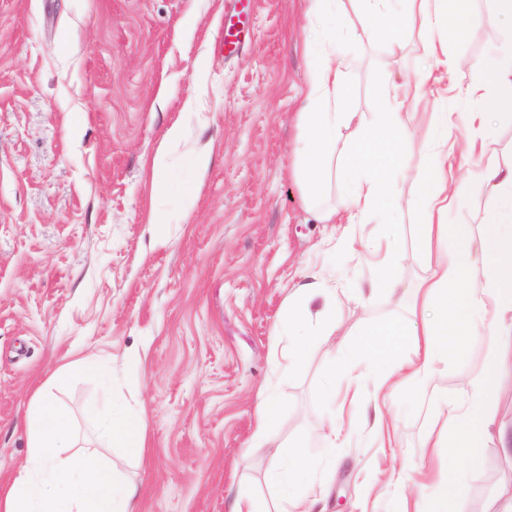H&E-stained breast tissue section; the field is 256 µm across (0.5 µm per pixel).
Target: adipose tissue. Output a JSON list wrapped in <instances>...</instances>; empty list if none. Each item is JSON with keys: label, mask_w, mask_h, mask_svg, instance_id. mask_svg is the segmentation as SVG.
I'll list each match as a JSON object with an SVG mask.
<instances>
[{"label": "adipose tissue", "mask_w": 512, "mask_h": 512, "mask_svg": "<svg viewBox=\"0 0 512 512\" xmlns=\"http://www.w3.org/2000/svg\"><path fill=\"white\" fill-rule=\"evenodd\" d=\"M357 22L361 36L383 38L397 44L400 31L412 26L431 28L438 20L457 27L470 15L458 0H410V12H398L394 0H358ZM342 0H305V13L318 21L316 40L320 53L308 74V95L298 119L303 129L293 174L301 184L307 204L319 205L328 182L340 186L341 210H323L327 224H366L378 203L388 209L402 206V193H389L396 171L399 140L394 131L400 114L420 97L431 93L441 74L427 72L400 85L379 90L382 110L378 126H368L361 112H342L338 105L348 94V54L340 48L341 27L322 26L325 16L341 17ZM468 97L480 104L470 121L478 127L512 124V40L503 41L492 55L483 77L468 87ZM360 131L353 144H342L345 129ZM454 155L439 151L429 173L411 182L413 203L424 210L419 226L429 258L428 272L418 283L414 312L419 325L400 321L377 327L343 345L336 343L334 328L314 325L305 317L306 307L317 296L335 300L336 289L322 281L295 285L288 292V313L279 333L288 346L281 352V366L288 369L310 354L323 351L331 359L325 367L324 396L329 403H344L352 387L365 382L398 393L404 388L427 387L437 364L448 356H465L470 337L482 336L485 350L479 370L463 381L465 403L448 404L451 424L449 456L463 454L469 466H478L493 422L495 401L512 390V166L488 164L458 173ZM484 184L495 200L481 243L482 261L473 263L466 245L467 228L445 223L449 205L458 202L471 181ZM412 338L415 358L406 371L397 372L401 342ZM80 360L62 365L39 391L25 421L30 452L26 464L0 487V512H139L135 485L124 481L111 460L90 451L74 452L75 437L69 417L57 406L50 387L62 385L78 372L93 370ZM145 414L129 415L114 405L95 415L94 437L99 444L122 448L139 456L144 448ZM271 483L300 512H316L321 494L306 493L319 474L318 465L296 447L270 452Z\"/></svg>", "instance_id": "adipose-tissue-1"}]
</instances>
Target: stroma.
I'll list each match as a JSON object with an SVG mask.
<instances>
[{"label":"stroma","instance_id":"obj_1","mask_svg":"<svg viewBox=\"0 0 512 512\" xmlns=\"http://www.w3.org/2000/svg\"><path fill=\"white\" fill-rule=\"evenodd\" d=\"M466 35L446 26L400 34L403 48L348 38L354 59L345 110L378 116L377 90L403 82L443 43L458 64L440 93L402 113L408 135L402 173L433 164L440 120L459 117L457 138L481 149L459 165L512 163V126L473 133L477 82L506 29L492 0H470ZM242 19L235 53L224 24ZM302 0H0V483L25 464V417L35 392L62 363L95 359L100 369L55 389L79 443L91 445V411L111 404L146 412L141 460L104 449L138 487L140 512H230L242 491L280 512L268 446L295 444L321 464L323 512H412L446 473L447 402L482 361L485 339L449 359L425 390L379 402L361 384L346 403L344 437L327 456L321 422L324 353L291 370L278 366L276 328L291 286L323 279L363 289L336 306L335 338L349 343L382 323H413L411 294L428 258L417 239L420 208H403L389 229L321 223L292 175L297 114L314 61ZM182 137L165 138L170 126ZM210 155L204 172L194 160ZM163 160L166 187L154 191ZM493 210L472 184L448 213L479 237ZM393 240L405 259L390 297L376 244ZM278 419L257 444L261 392ZM388 420L375 429V411ZM512 462L497 441L464 477L465 496L436 512H485Z\"/></svg>","mask_w":512,"mask_h":512}]
</instances>
